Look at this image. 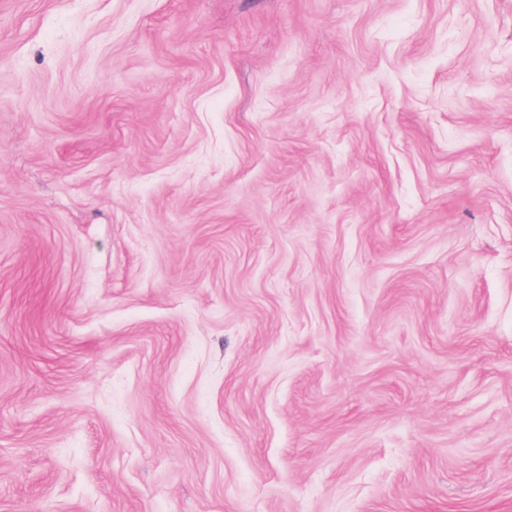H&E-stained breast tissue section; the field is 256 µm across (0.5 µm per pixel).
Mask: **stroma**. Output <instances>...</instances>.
<instances>
[{
	"mask_svg": "<svg viewBox=\"0 0 512 512\" xmlns=\"http://www.w3.org/2000/svg\"><path fill=\"white\" fill-rule=\"evenodd\" d=\"M0 512H512V0H0Z\"/></svg>",
	"mask_w": 512,
	"mask_h": 512,
	"instance_id": "1",
	"label": "stroma"
}]
</instances>
